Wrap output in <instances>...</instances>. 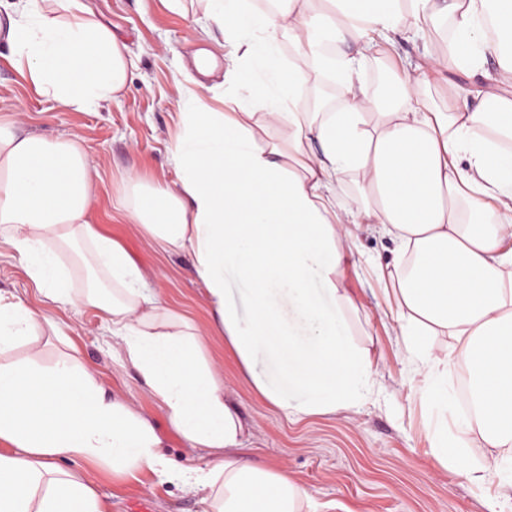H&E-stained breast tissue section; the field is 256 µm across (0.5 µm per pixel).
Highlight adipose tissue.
Returning <instances> with one entry per match:
<instances>
[{
    "label": "adipose tissue",
    "mask_w": 512,
    "mask_h": 512,
    "mask_svg": "<svg viewBox=\"0 0 512 512\" xmlns=\"http://www.w3.org/2000/svg\"><path fill=\"white\" fill-rule=\"evenodd\" d=\"M224 41L201 48L177 82L179 131L169 143L175 180L122 179L115 208L166 251L192 256L211 324L197 327L145 291L147 273L89 216L99 178L75 137L19 135L0 121V247L19 260L45 301L90 306L144 378L174 431L217 460L185 469L203 512H308L306 491L286 468L254 464L245 424L224 395L203 338L216 332L255 390L281 410L288 400L253 373L258 355L282 362L309 390L306 411L357 407L371 359L351 337L356 302L344 283L347 249L361 227L392 238L391 266H377L406 347L445 336L449 348L421 355L420 399L448 411V376L465 370L471 411L462 434L436 425L428 453L472 486H512V0H207ZM449 26L447 54L431 48L404 59L382 93L361 81L365 59L398 35ZM288 32L298 61L280 59ZM0 40L33 91L81 111L118 101L133 65L128 45L98 21L87 0H14ZM493 59L490 85L469 104L437 103L438 75ZM223 73L231 93L269 100L217 112L198 90ZM337 76L344 106L322 112L295 97L296 85ZM358 192L337 207L341 177ZM72 253L89 270L85 292L66 286ZM247 288L249 317L227 294L228 276ZM60 322L20 295L0 291V512H106L78 461L111 459L116 473H157L162 437L151 419L96 372L64 358L40 366V334ZM28 345L30 359L13 350ZM477 432L490 453L471 465L462 448Z\"/></svg>",
    "instance_id": "adipose-tissue-1"
}]
</instances>
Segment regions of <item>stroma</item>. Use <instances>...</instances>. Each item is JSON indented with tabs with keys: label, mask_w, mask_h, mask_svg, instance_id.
I'll use <instances>...</instances> for the list:
<instances>
[{
	"label": "stroma",
	"mask_w": 512,
	"mask_h": 512,
	"mask_svg": "<svg viewBox=\"0 0 512 512\" xmlns=\"http://www.w3.org/2000/svg\"><path fill=\"white\" fill-rule=\"evenodd\" d=\"M97 17L129 45L136 67L117 103L84 112L66 110L31 91L9 62L10 46L0 41V120L14 122L19 133L78 137L97 166L102 180L90 213L91 223L121 241L137 263L156 271L152 283L163 301L184 312L195 324L210 325V312L195 278L192 261L181 252L161 251L155 243L121 218L112 207L120 179L135 172L142 179L173 178L168 152L176 130L175 78L181 62L190 61L200 47H211L198 22L203 0H90ZM422 49L410 34L393 47L366 60L362 79L380 90L387 63L416 57ZM396 245L389 238L358 232L344 266V281L356 297L352 318L354 340L368 349L374 373L370 391L358 407L336 414L308 416L307 390L286 385L279 363L259 356L255 373L267 384L283 389L290 412L270 404L241 375L233 354L218 336L205 341V353L224 376L226 394L246 424L249 456L262 464L287 468L307 492L311 512H487L485 499L461 476L448 472L429 456L427 431L434 423L417 395L423 377L417 352L407 350L395 335L391 315L372 274L374 261L390 262ZM45 314L70 324L69 341L40 339L42 365H53L68 350L98 372L104 387L118 394L152 420L162 435L158 450L166 474L134 479L114 476L112 463L98 461L90 470L95 490L109 512H202L189 484L176 480L185 467L203 465L199 453L186 448L172 430L154 394L140 373L124 360L94 309L80 311L44 305Z\"/></svg>",
	"instance_id": "obj_1"
}]
</instances>
